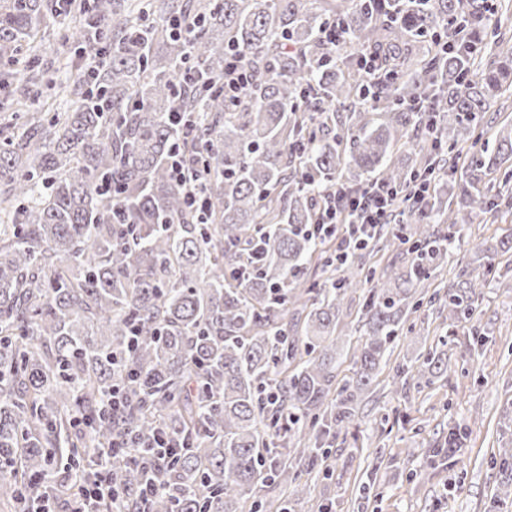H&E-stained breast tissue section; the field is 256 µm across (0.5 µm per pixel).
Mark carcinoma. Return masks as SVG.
<instances>
[{
	"instance_id": "obj_1",
	"label": "carcinoma",
	"mask_w": 512,
	"mask_h": 512,
	"mask_svg": "<svg viewBox=\"0 0 512 512\" xmlns=\"http://www.w3.org/2000/svg\"><path fill=\"white\" fill-rule=\"evenodd\" d=\"M80 4L0 0V85L26 105L44 79L20 70L45 14ZM100 23L82 52L101 60L70 84L74 108L0 132V491L26 507L32 481L98 471L138 512L141 463L156 440L152 512H290L323 439L358 421L388 345L425 302L448 298L466 322L487 280L512 263V237L477 246L476 278L434 287L455 229L512 216V125L479 145L484 113L512 97V49L488 0H91ZM338 28L345 48L331 51ZM234 49L252 73L228 105L220 81ZM388 75L369 84L355 51ZM184 72L188 81L179 83ZM348 112L337 114L335 105ZM190 118L174 126L169 114ZM470 154L450 186L448 154ZM420 156L401 165L397 148ZM197 153L198 206L175 178ZM429 180L430 205L411 199ZM375 181L395 192L412 243L390 272L336 276L333 253L305 232L319 196ZM322 261L329 284H306ZM362 293L363 334L344 350L345 302ZM354 367L338 378L344 358ZM435 348L396 366L428 382ZM125 407L107 400L112 387ZM463 435L451 428L444 457Z\"/></svg>"
}]
</instances>
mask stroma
I'll return each mask as SVG.
<instances>
[{"label": "stroma", "mask_w": 512, "mask_h": 512, "mask_svg": "<svg viewBox=\"0 0 512 512\" xmlns=\"http://www.w3.org/2000/svg\"><path fill=\"white\" fill-rule=\"evenodd\" d=\"M47 18L39 37L45 47L35 64L53 66L52 82L41 83L35 112H65L72 99L64 91L75 74L86 73L73 32ZM512 233V219L477 218L464 230L437 283L450 286L462 270L461 256L494 237ZM508 287L484 288L471 321L452 325L448 305H424L410 315L417 334L396 340L359 419L329 446L327 471L308 478L309 492L297 512H312L317 502L329 512H489L496 488L512 478L491 463L499 447L512 445V272ZM445 339L448 370L431 383L409 380L394 391L395 367ZM464 431L463 465L437 456L449 429ZM375 476L378 493L363 498L362 485Z\"/></svg>", "instance_id": "1"}]
</instances>
